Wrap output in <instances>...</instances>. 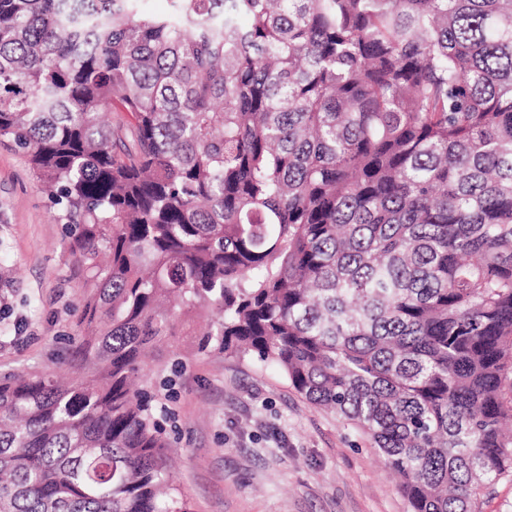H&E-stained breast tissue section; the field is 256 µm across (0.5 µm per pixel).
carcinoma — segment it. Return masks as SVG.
<instances>
[{
  "label": "carcinoma",
  "mask_w": 512,
  "mask_h": 512,
  "mask_svg": "<svg viewBox=\"0 0 512 512\" xmlns=\"http://www.w3.org/2000/svg\"><path fill=\"white\" fill-rule=\"evenodd\" d=\"M0 0V143L61 206L76 375L0 379V512H192L156 349L277 366L408 512L512 479V0Z\"/></svg>",
  "instance_id": "carcinoma-1"
}]
</instances>
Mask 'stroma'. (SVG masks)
<instances>
[{"label":"stroma","instance_id":"stroma-1","mask_svg":"<svg viewBox=\"0 0 512 512\" xmlns=\"http://www.w3.org/2000/svg\"><path fill=\"white\" fill-rule=\"evenodd\" d=\"M61 211L0 144V376L69 375L81 295ZM176 480L194 512H407L365 437L296 394L277 367L199 351L188 329L147 368Z\"/></svg>","mask_w":512,"mask_h":512}]
</instances>
